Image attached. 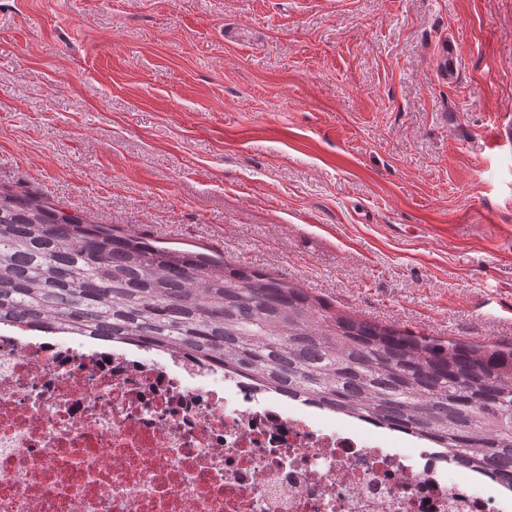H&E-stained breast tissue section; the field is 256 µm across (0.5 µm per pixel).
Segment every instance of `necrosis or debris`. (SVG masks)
Here are the masks:
<instances>
[{
  "instance_id": "1",
  "label": "necrosis or debris",
  "mask_w": 512,
  "mask_h": 512,
  "mask_svg": "<svg viewBox=\"0 0 512 512\" xmlns=\"http://www.w3.org/2000/svg\"><path fill=\"white\" fill-rule=\"evenodd\" d=\"M184 349L0 327V512H507L492 475Z\"/></svg>"
}]
</instances>
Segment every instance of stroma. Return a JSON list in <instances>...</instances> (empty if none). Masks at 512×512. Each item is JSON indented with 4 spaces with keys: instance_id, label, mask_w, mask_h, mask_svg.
<instances>
[{
    "instance_id": "35a3bbf8",
    "label": "stroma",
    "mask_w": 512,
    "mask_h": 512,
    "mask_svg": "<svg viewBox=\"0 0 512 512\" xmlns=\"http://www.w3.org/2000/svg\"><path fill=\"white\" fill-rule=\"evenodd\" d=\"M512 0H0V188L512 346Z\"/></svg>"
}]
</instances>
